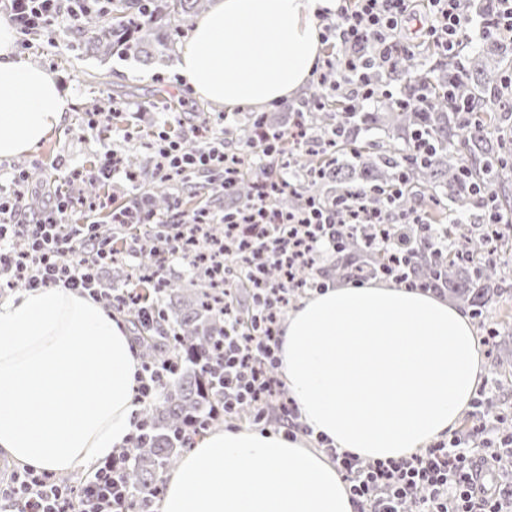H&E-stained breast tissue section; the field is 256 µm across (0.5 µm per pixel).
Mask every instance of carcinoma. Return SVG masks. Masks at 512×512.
I'll use <instances>...</instances> for the list:
<instances>
[{"label":"carcinoma","mask_w":512,"mask_h":512,"mask_svg":"<svg viewBox=\"0 0 512 512\" xmlns=\"http://www.w3.org/2000/svg\"><path fill=\"white\" fill-rule=\"evenodd\" d=\"M111 14L93 12L84 17L81 26L87 35L86 52L108 56L117 52L136 56L150 55L154 46L167 47L160 30L171 27V21L184 20L207 9L208 0H150L149 15L141 10L142 0H109ZM495 9L494 0H470L466 13L488 17ZM147 30L148 35L138 32ZM512 69V40L492 38L480 51H469L459 45L455 54L436 60L427 69L416 55L400 59L396 66L379 75V79L404 83L410 89L417 84L432 96L424 111L381 106L372 111L354 105L343 112L344 102L331 101L321 91L322 108L306 113L305 121L316 135V147L296 159L299 169L309 179L300 191L278 194L272 200L282 211L306 207L310 202L329 203L333 199L363 202L370 210L402 212L425 209L432 231L440 233L448 214L438 209L448 200V210L470 214L479 207L476 187L483 197L493 202L501 213L512 211V170L505 167L506 138H492L488 128L512 123V89L502 78ZM456 87L467 100H475L481 118L473 120L448 108V87ZM277 130L267 117L255 121L245 119L237 130L239 139H256L262 130ZM381 132L392 141L393 148L376 157L354 149L362 132ZM421 131L432 145L425 156L409 150L413 135ZM149 189V200L157 210L169 206L168 186L143 173ZM255 191V180L248 173L235 179L230 192L249 199ZM112 233L115 256L121 257L128 229L122 224H104ZM395 233L401 228L390 224ZM453 243L448 253H437L424 229L402 228L413 242L408 256L410 267L396 269L407 274L400 283L407 288L422 286L446 290L472 307L480 320L491 293L512 288V268L505 258L488 257V238L483 226L455 225ZM344 255L337 258L331 272L338 278H368L370 269H386L390 256L377 249L372 229L367 226L342 228ZM149 244L143 262L131 273L117 264L112 267L111 285L135 294L156 290L162 297L168 333L149 336L138 324L137 312L125 313L134 326V347L141 361L159 364L170 357L182 359L176 377L166 383L161 396L143 407L141 419L147 422L149 443L143 448H127L131 463L126 471L129 485L138 491H149L159 485L163 473L178 467L181 455L193 447L195 438L224 424V411L219 386L212 378L200 374L195 357L206 353L211 337L224 325V290L214 285L209 269H197L190 284L165 277L157 272Z\"/></svg>","instance_id":"obj_1"}]
</instances>
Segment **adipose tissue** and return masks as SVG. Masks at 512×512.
I'll list each match as a JSON object with an SVG mask.
<instances>
[{
    "label": "adipose tissue",
    "instance_id": "1",
    "mask_svg": "<svg viewBox=\"0 0 512 512\" xmlns=\"http://www.w3.org/2000/svg\"><path fill=\"white\" fill-rule=\"evenodd\" d=\"M338 5L215 0L174 68L195 97L229 112L291 101L323 46L319 16ZM16 39L1 19V159L38 146L72 107ZM278 357L301 432H211L165 475L162 512H356L327 448L410 456L452 432L486 373L463 308L380 282L302 300L282 323ZM140 372L125 327L89 295L16 294L0 304V453L55 474L110 457L134 430Z\"/></svg>",
    "mask_w": 512,
    "mask_h": 512
}]
</instances>
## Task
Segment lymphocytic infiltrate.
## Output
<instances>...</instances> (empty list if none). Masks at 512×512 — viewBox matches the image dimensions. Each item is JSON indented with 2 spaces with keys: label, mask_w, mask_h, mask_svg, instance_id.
Segmentation results:
<instances>
[{
  "label": "lymphocytic infiltrate",
  "mask_w": 512,
  "mask_h": 512,
  "mask_svg": "<svg viewBox=\"0 0 512 512\" xmlns=\"http://www.w3.org/2000/svg\"><path fill=\"white\" fill-rule=\"evenodd\" d=\"M429 13L418 29L422 41L448 53L460 45L468 30L463 21L464 0H428ZM102 0H0L7 15L23 34L50 26L58 17L78 25L82 15L100 8ZM413 0H345L335 16H322L323 40H336L351 50L345 59L326 57L318 68L320 85L351 102H375L421 110L429 99L424 90L405 95L372 80L371 70L391 68L414 45L403 35L413 12ZM278 138L248 142L230 148L224 140L188 153L181 141L166 132L155 134L149 144L160 174H202L211 183L226 186L233 165L256 155L278 153ZM12 190L0 195V279H18L26 288L63 286L89 294L95 300L123 310L134 303L142 326L160 329L163 317L159 299L136 297L112 289L103 276L111 265L112 238L100 225L69 224L65 215L69 196L59 195L42 210L29 212L25 203L28 173L14 170ZM129 227L124 257L136 263L144 247L143 231H155L161 269L181 262L185 253L180 239L162 234V220L148 198L135 196L113 216ZM213 222L223 224L226 238L239 241L252 261L241 273L251 285L254 316L248 331L236 321H225L224 334L210 357L201 359L204 374L224 373L221 388L224 415L233 417L240 408L253 410L255 426L275 425L294 434L293 404L273 402V372L279 366L277 330L272 323L286 302L283 284L269 282L265 268L276 260L285 271L321 260L341 248V228L346 224L405 226L422 221L421 213L372 212L353 204H310L300 213L268 210L264 197L249 199L231 212H216ZM491 444L483 425L463 436H452L420 453L398 460L363 462L350 453H334L333 459L347 482L357 512H404L409 501H419L420 512H503L512 503V486L488 489L478 459ZM127 458L113 454L83 477L79 487L57 482L51 475L26 467L0 476V512H124L135 493L125 479Z\"/></svg>",
  "instance_id": "obj_1"
}]
</instances>
